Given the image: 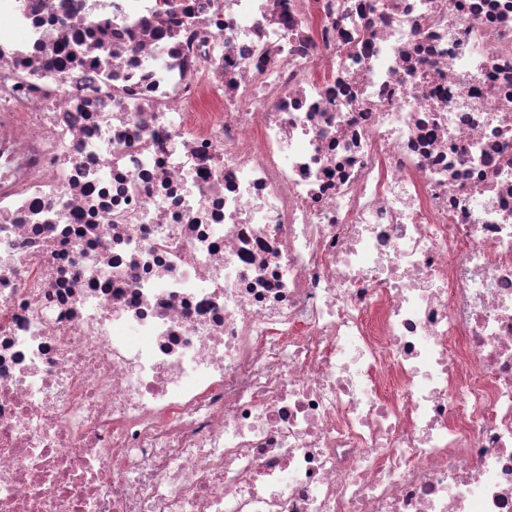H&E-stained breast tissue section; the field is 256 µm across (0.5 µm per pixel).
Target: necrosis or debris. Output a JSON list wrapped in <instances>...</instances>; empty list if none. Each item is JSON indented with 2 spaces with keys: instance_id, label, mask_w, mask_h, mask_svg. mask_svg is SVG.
<instances>
[{
  "instance_id": "obj_1",
  "label": "necrosis or debris",
  "mask_w": 512,
  "mask_h": 512,
  "mask_svg": "<svg viewBox=\"0 0 512 512\" xmlns=\"http://www.w3.org/2000/svg\"><path fill=\"white\" fill-rule=\"evenodd\" d=\"M0 512H512V0H0Z\"/></svg>"
}]
</instances>
